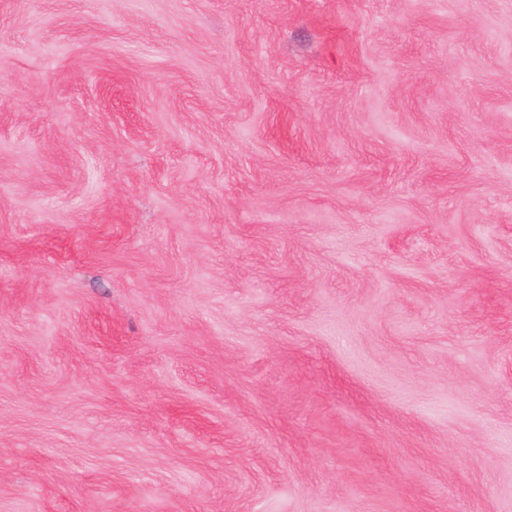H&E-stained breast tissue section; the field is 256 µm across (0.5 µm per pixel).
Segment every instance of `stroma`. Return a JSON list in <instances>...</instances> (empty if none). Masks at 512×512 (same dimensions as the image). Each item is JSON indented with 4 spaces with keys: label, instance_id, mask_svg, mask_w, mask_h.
Listing matches in <instances>:
<instances>
[{
    "label": "stroma",
    "instance_id": "35a3bbf8",
    "mask_svg": "<svg viewBox=\"0 0 512 512\" xmlns=\"http://www.w3.org/2000/svg\"><path fill=\"white\" fill-rule=\"evenodd\" d=\"M0 512H512V0H0Z\"/></svg>",
    "mask_w": 512,
    "mask_h": 512
}]
</instances>
